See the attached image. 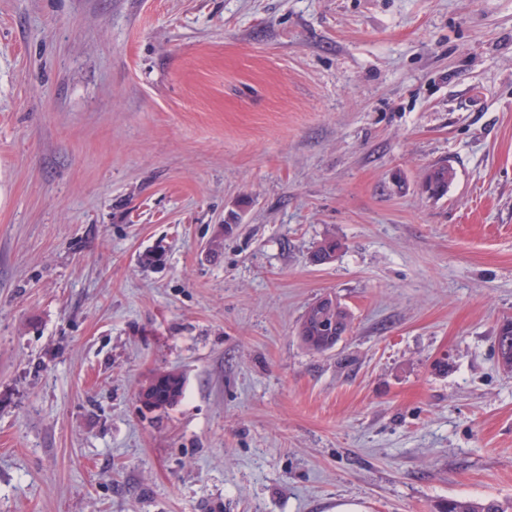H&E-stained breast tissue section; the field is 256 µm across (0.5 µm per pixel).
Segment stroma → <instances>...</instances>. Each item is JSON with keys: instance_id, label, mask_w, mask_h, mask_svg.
I'll return each instance as SVG.
<instances>
[{"instance_id": "1", "label": "stroma", "mask_w": 512, "mask_h": 512, "mask_svg": "<svg viewBox=\"0 0 512 512\" xmlns=\"http://www.w3.org/2000/svg\"><path fill=\"white\" fill-rule=\"evenodd\" d=\"M507 318L512 0H0V512L512 499ZM329 300L337 303L336 297L326 295L317 304L327 303ZM325 324H334V330L337 335H340L341 339L351 328L352 314L348 307L342 303H337L334 306L324 305L322 308H318L315 302L312 303L303 314L297 330L300 340L309 350L315 352L327 350L326 346L329 343L330 336L325 332ZM338 339V336H336L332 347L336 345ZM512 319L505 320L499 327L496 334V348L498 359L502 365V367L508 371L512 372V328H511ZM507 323V325H504ZM510 324V326L508 325ZM503 326H509L510 328L505 331L503 330ZM158 376H166L161 381H155ZM184 381L176 372H159L150 378L148 384L139 394L140 402L160 403L156 409H166L178 404L183 394ZM174 400V401H172Z\"/></svg>"}]
</instances>
